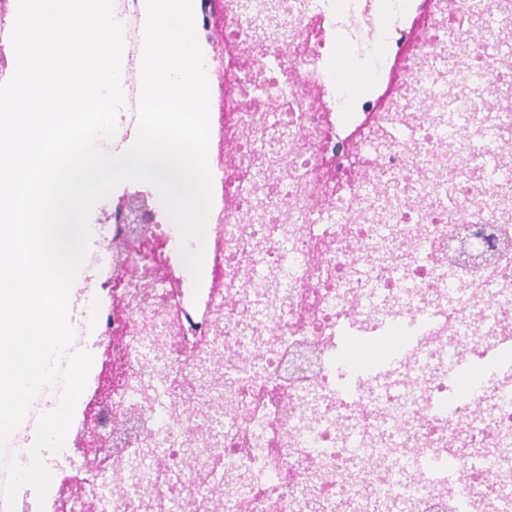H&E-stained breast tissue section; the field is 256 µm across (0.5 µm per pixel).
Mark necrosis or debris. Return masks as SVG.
Wrapping results in <instances>:
<instances>
[{"mask_svg":"<svg viewBox=\"0 0 512 512\" xmlns=\"http://www.w3.org/2000/svg\"><path fill=\"white\" fill-rule=\"evenodd\" d=\"M224 0L207 272L152 193L91 225L71 343L93 346L47 512H512V0ZM492 17L482 29L471 16ZM124 106L139 122L138 0ZM144 199L119 265L123 205Z\"/></svg>","mask_w":512,"mask_h":512,"instance_id":"necrosis-or-debris-1","label":"necrosis or debris"}]
</instances>
